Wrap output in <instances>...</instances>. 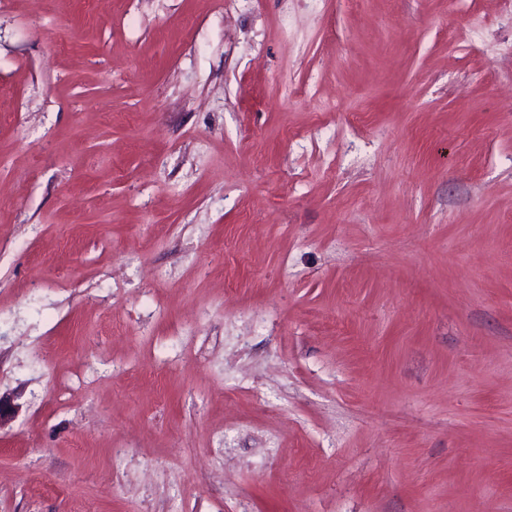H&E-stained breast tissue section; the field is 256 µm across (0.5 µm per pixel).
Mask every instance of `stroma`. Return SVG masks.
Masks as SVG:
<instances>
[{"label": "stroma", "instance_id": "35a3bbf8", "mask_svg": "<svg viewBox=\"0 0 512 512\" xmlns=\"http://www.w3.org/2000/svg\"><path fill=\"white\" fill-rule=\"evenodd\" d=\"M0 397V512H512V0H0Z\"/></svg>", "mask_w": 512, "mask_h": 512}]
</instances>
